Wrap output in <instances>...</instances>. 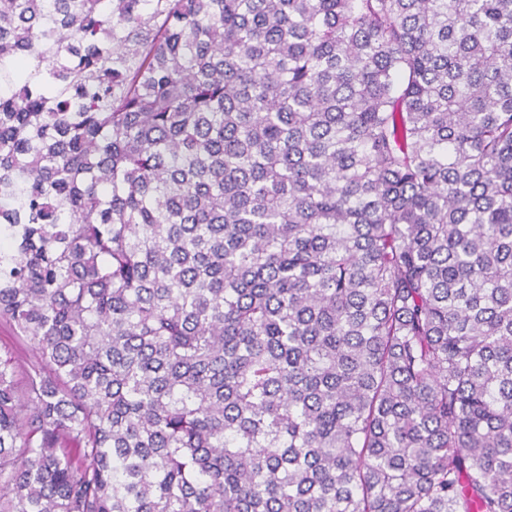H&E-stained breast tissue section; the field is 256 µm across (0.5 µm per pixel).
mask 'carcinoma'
Instances as JSON below:
<instances>
[{"label": "carcinoma", "mask_w": 512, "mask_h": 512, "mask_svg": "<svg viewBox=\"0 0 512 512\" xmlns=\"http://www.w3.org/2000/svg\"><path fill=\"white\" fill-rule=\"evenodd\" d=\"M0 512H512V0H0ZM0 356L11 358L17 367V382L19 389H22L25 382L26 370L35 361V351L30 343L15 336L10 326L0 323Z\"/></svg>", "instance_id": "1"}]
</instances>
